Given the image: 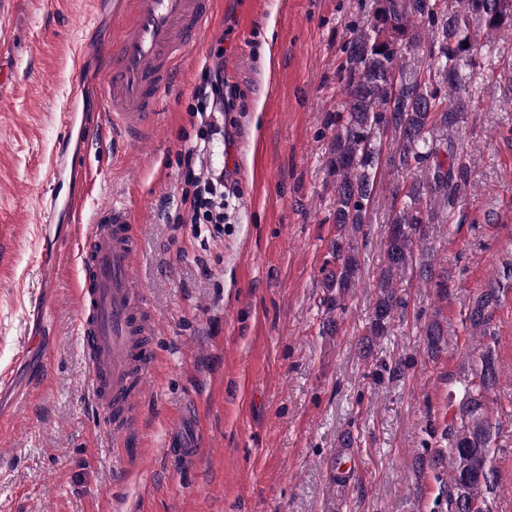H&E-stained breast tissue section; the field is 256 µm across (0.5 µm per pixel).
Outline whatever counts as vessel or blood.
Masks as SVG:
<instances>
[{
    "instance_id": "b4317fda",
    "label": "vessel or blood",
    "mask_w": 512,
    "mask_h": 512,
    "mask_svg": "<svg viewBox=\"0 0 512 512\" xmlns=\"http://www.w3.org/2000/svg\"><path fill=\"white\" fill-rule=\"evenodd\" d=\"M112 13L118 36L105 54V107L95 125L119 132L128 145L150 141L160 123L163 97L179 64L186 61L208 33L211 0H114ZM87 44L71 52L69 101L59 116L61 136L50 163L49 180L41 196L43 221L64 222L71 236L55 242V253L78 256L81 278L76 290L77 334L86 366L90 399L105 418L112 436V455L123 458L136 435L138 407L149 392L157 358L156 320L136 266L137 216L117 200L86 209L93 178L88 169L69 159L67 148L78 122L77 101L83 91ZM75 171L83 192L60 201L55 190L68 171ZM194 408H184L181 422L164 438L166 457L174 464H192L198 450L189 430Z\"/></svg>"
}]
</instances>
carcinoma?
<instances>
[{
    "instance_id": "1",
    "label": "carcinoma",
    "mask_w": 512,
    "mask_h": 512,
    "mask_svg": "<svg viewBox=\"0 0 512 512\" xmlns=\"http://www.w3.org/2000/svg\"><path fill=\"white\" fill-rule=\"evenodd\" d=\"M504 24H512V0H373L367 27L355 33L341 69L343 100L329 143L336 234L328 244L334 266L321 270L328 312L345 311L360 272L354 242L376 203L381 134L387 129L398 133L391 163L404 174L387 216L376 299L360 340L365 353L389 332L403 304L398 288L407 272L419 271L434 282L437 295L448 296V271L434 272L425 247L428 225L446 224L459 212L471 175L467 155L448 137V127L463 122L467 112L461 67L482 52L480 33L489 35ZM421 54L430 63L416 69ZM498 302L495 288L474 296L467 313L471 333L484 330ZM423 336L431 358L448 343L437 319L424 326ZM473 362L448 427L439 432L427 419L439 447L425 449L416 461L419 473L448 467V512H493L499 487L488 401L499 381L498 360L485 346L473 352Z\"/></svg>"
}]
</instances>
